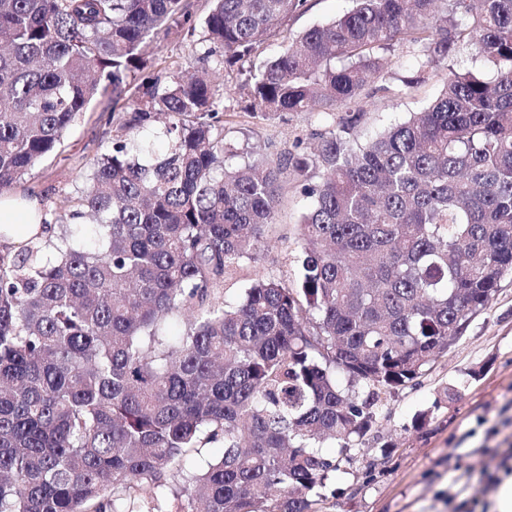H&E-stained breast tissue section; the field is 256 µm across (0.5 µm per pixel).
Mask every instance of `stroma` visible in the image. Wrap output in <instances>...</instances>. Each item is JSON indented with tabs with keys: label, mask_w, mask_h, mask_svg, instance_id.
<instances>
[{
	"label": "stroma",
	"mask_w": 512,
	"mask_h": 512,
	"mask_svg": "<svg viewBox=\"0 0 512 512\" xmlns=\"http://www.w3.org/2000/svg\"><path fill=\"white\" fill-rule=\"evenodd\" d=\"M352 0H307L305 11L289 18L284 34L294 37L347 12ZM279 42L265 44L244 67L224 71L214 89L224 139L234 147L232 164L282 155L307 154L317 133L338 126L344 113L315 109L300 114L252 111L243 91L249 72L259 71L278 53ZM155 71L171 73L188 67L200 52L192 38L177 31L159 33L147 42ZM391 91L369 85L356 100L362 117L357 127L365 140L423 111L440 94L449 68L487 74L491 65L474 50H464L448 64L421 68L422 47L413 42L384 52ZM127 102L95 99L72 121L61 147L25 174L10 190L12 196H32L53 229L69 224L70 202L79 196L85 177L111 146L114 126L104 113L123 115ZM284 188L273 224L251 256L226 275L220 297L232 300L257 280L274 277L288 284L299 278L298 225L311 208L302 180L283 176ZM457 386L458 396L445 398V387ZM512 440V275L505 276L489 306L477 315L464 335L424 369L408 386L385 395L377 422L356 448L338 456V467L313 497L318 512H466L463 500L497 512L495 497L505 478L512 476L506 458ZM472 471L466 498L455 497V464Z\"/></svg>",
	"instance_id": "obj_1"
}]
</instances>
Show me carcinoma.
<instances>
[{
    "label": "carcinoma",
    "mask_w": 512,
    "mask_h": 512,
    "mask_svg": "<svg viewBox=\"0 0 512 512\" xmlns=\"http://www.w3.org/2000/svg\"><path fill=\"white\" fill-rule=\"evenodd\" d=\"M305 7L213 0L197 61H244ZM172 29L196 37L189 0H0V191L92 100L133 105L70 213L94 243L0 242V512H317L323 443L355 447L512 275V0H356L289 41L245 85L262 114L350 108L400 41L495 74L450 67L408 121L366 143L343 122L274 167L226 164L216 73L150 70ZM151 128L164 153L130 147ZM288 169L319 174L297 283L215 302Z\"/></svg>",
    "instance_id": "cac0c4a2"
}]
</instances>
